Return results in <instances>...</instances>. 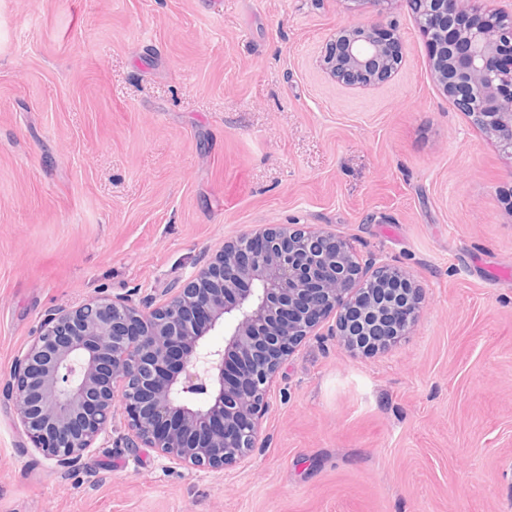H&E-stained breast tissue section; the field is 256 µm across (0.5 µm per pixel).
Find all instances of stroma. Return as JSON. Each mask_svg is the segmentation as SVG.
<instances>
[{
	"label": "stroma",
	"instance_id": "stroma-1",
	"mask_svg": "<svg viewBox=\"0 0 512 512\" xmlns=\"http://www.w3.org/2000/svg\"><path fill=\"white\" fill-rule=\"evenodd\" d=\"M354 0H0V512H512V156L434 81L405 0L402 62L366 90L321 50ZM306 224L407 271L400 341L320 326L280 368L247 461L171 467L115 419L74 469L14 412L54 309L162 303L241 232Z\"/></svg>",
	"mask_w": 512,
	"mask_h": 512
}]
</instances>
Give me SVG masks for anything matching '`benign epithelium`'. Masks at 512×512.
<instances>
[{
  "label": "benign epithelium",
  "instance_id": "obj_1",
  "mask_svg": "<svg viewBox=\"0 0 512 512\" xmlns=\"http://www.w3.org/2000/svg\"><path fill=\"white\" fill-rule=\"evenodd\" d=\"M351 2L370 5L373 20L337 29L320 63L332 79L368 88L395 72L401 40L382 21L390 0ZM406 3L432 42L435 80L512 155V11L485 0ZM460 13L468 24L456 23ZM420 300L410 275L362 265L332 233L301 224L245 232L159 306L100 296L54 309L15 364L17 421L61 469L92 456L119 412L171 463L223 470L256 447L281 365L323 319L337 314L341 342L372 354L404 334ZM218 329L224 345L213 346ZM232 357L242 368L230 385Z\"/></svg>",
  "mask_w": 512,
  "mask_h": 512
}]
</instances>
